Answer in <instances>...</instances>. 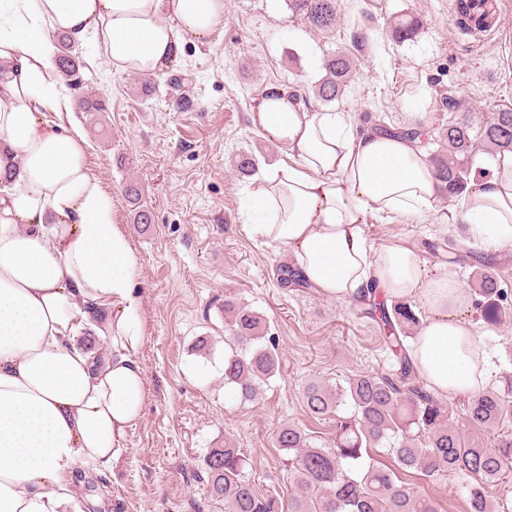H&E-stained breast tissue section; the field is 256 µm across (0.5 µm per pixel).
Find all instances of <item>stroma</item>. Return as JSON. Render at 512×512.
I'll return each mask as SVG.
<instances>
[{
	"mask_svg": "<svg viewBox=\"0 0 512 512\" xmlns=\"http://www.w3.org/2000/svg\"><path fill=\"white\" fill-rule=\"evenodd\" d=\"M337 8L335 29L320 31L284 0H224L223 32L205 45L186 40L155 78L163 93L180 78L192 102L186 112L171 101L144 100L135 74L106 64L98 41L77 45L80 79L65 88L69 110L48 118L83 131L87 164L111 193L115 222L138 258L142 343L135 358L146 382L144 414L117 460L91 470L80 488L83 512H224L223 500L209 492L204 459L228 439L247 457L245 473L257 491L289 497L295 485L276 446L278 428L295 425L319 445L332 440V418H313L305 408L306 387L389 372L373 321L317 289L280 288L284 249L247 233L253 180L237 176L238 154H253L263 172L286 158L282 145L252 126L251 108L270 87L303 92L321 77L324 58L343 51L357 59L358 73L332 108L361 128L396 132L421 112L435 138L459 114L487 120L512 106V0H505L500 33L481 38L452 25L453 0H337ZM405 15L420 27L399 42L390 25ZM90 92L105 99L106 111L81 110ZM132 179L150 225L134 221L123 192ZM458 205L440 196L421 218L370 215L364 231L376 245L401 239L417 248L427 276H450L470 289L489 273L512 295V241L485 255L471 225L459 222ZM451 242L468 246L465 259L449 261ZM228 297L265 315L278 338L280 373L252 401L224 386ZM468 320L493 363L486 386L498 388L512 372V305L495 322L478 308ZM203 337L211 343L204 354L196 349ZM402 478L438 512L469 510L465 473Z\"/></svg>",
	"mask_w": 512,
	"mask_h": 512,
	"instance_id": "obj_1",
	"label": "stroma"
}]
</instances>
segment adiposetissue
<instances>
[{"mask_svg":"<svg viewBox=\"0 0 512 512\" xmlns=\"http://www.w3.org/2000/svg\"><path fill=\"white\" fill-rule=\"evenodd\" d=\"M223 27L224 0H0V512H81L78 469L111 465L145 402L138 259L81 129L46 118L68 103L57 38L101 34L108 64L155 76L185 38L204 44ZM251 121L288 157L253 191L251 233L284 247L330 299L374 286L421 301L432 317L410 355L428 390L452 399L481 388L489 358L466 319L470 292L425 276L405 241L376 246L363 230L370 214L432 210L422 140L359 131L349 113L275 87ZM458 218L489 248L512 241V154L471 185Z\"/></svg>","mask_w":512,"mask_h":512,"instance_id":"1","label":"adipose tissue"}]
</instances>
